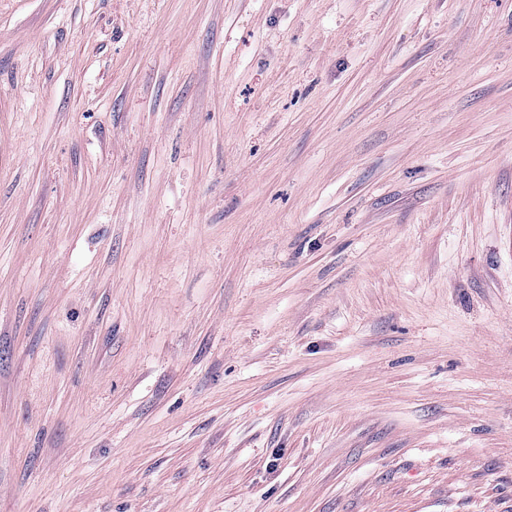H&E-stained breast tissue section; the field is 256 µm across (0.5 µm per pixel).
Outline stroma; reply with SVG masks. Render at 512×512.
I'll return each mask as SVG.
<instances>
[{
    "label": "stroma",
    "instance_id": "1",
    "mask_svg": "<svg viewBox=\"0 0 512 512\" xmlns=\"http://www.w3.org/2000/svg\"><path fill=\"white\" fill-rule=\"evenodd\" d=\"M0 512H512V0H0Z\"/></svg>",
    "mask_w": 512,
    "mask_h": 512
}]
</instances>
